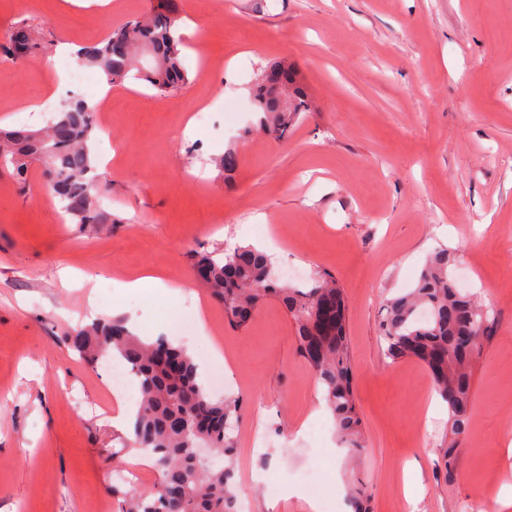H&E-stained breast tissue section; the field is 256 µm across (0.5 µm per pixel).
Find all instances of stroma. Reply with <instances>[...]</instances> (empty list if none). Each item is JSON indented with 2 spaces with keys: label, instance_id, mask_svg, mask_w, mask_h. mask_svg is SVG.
Returning <instances> with one entry per match:
<instances>
[{
  "label": "stroma",
  "instance_id": "1",
  "mask_svg": "<svg viewBox=\"0 0 512 512\" xmlns=\"http://www.w3.org/2000/svg\"><path fill=\"white\" fill-rule=\"evenodd\" d=\"M153 0H0V43L26 19L41 50L0 56V128L44 127L69 95L59 43L102 39L105 19L144 14ZM194 23L203 55L187 49L189 84L158 95L129 78L110 91L109 134L119 150L100 184L112 220L60 223V205L33 163L20 190L0 165V512H119L115 461L143 471L130 426L110 419L124 400L104 365L69 345L91 317L89 289L64 286L69 268L110 279L159 272L179 287L123 296L141 336L189 349L201 374L228 364L225 386L243 399L234 459L250 512H307L286 488L319 490L349 512L369 491L371 512H460L479 493L512 484V0H170ZM272 60L293 64L313 102L283 142L258 129L252 87ZM208 106L207 126L187 129ZM237 168L220 172L227 150ZM272 240L275 270L335 275L347 302L354 389L366 450L350 457L297 350L295 325L269 298L246 327L199 286L191 254ZM454 256L451 272L494 316L472 376L471 427L445 460L448 412L424 366L385 355L386 301L414 287L427 256ZM206 328L182 335L186 297ZM420 485L404 497V466Z\"/></svg>",
  "mask_w": 512,
  "mask_h": 512
}]
</instances>
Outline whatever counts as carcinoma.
Returning a JSON list of instances; mask_svg holds the SVG:
<instances>
[{"instance_id": "carcinoma-1", "label": "carcinoma", "mask_w": 512, "mask_h": 512, "mask_svg": "<svg viewBox=\"0 0 512 512\" xmlns=\"http://www.w3.org/2000/svg\"><path fill=\"white\" fill-rule=\"evenodd\" d=\"M180 21L173 11L153 7L112 28L100 42L81 48L78 57L110 83L133 74L165 94L190 82L182 65L186 43L178 33ZM13 44L24 45L28 55L39 48L27 20L15 23L0 51L12 56ZM253 98L261 129L276 141L310 110L296 69L283 61L263 69ZM93 138V109L77 98L42 131L26 126L0 130V156L11 164L20 189L27 188L29 167L38 162L46 167L50 188L67 216L79 224H105L107 215L93 204L94 182L106 179L92 163ZM451 263L448 250L432 253L416 286L387 301L380 325L387 358L394 363L419 361L447 403L449 458L470 426L472 362L494 322L489 311L458 286L449 271ZM194 265L203 276L202 286L224 308L234 328L245 326L268 298L281 299L295 323L298 352L322 389L338 434L353 453H360L365 436L346 336L347 302L335 277L323 271L301 286L286 284L266 254L250 246L222 257L198 252ZM70 343L91 365L123 360L139 381L131 448L153 458L158 478L148 494H124L122 512H237L232 465L212 467L201 460L197 448L206 445L219 456L232 457L240 400L213 399L185 348L163 335L143 340L119 320H99L76 331Z\"/></svg>"}]
</instances>
